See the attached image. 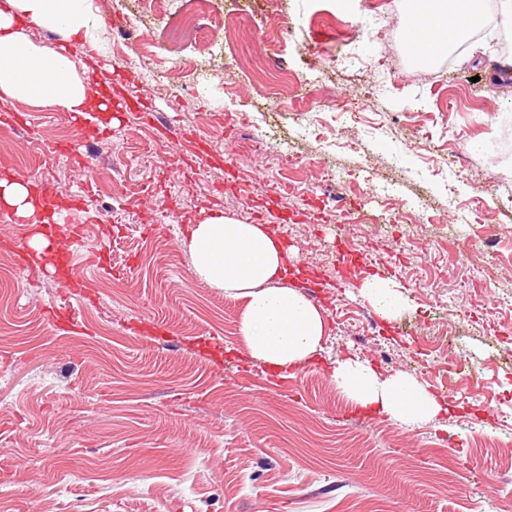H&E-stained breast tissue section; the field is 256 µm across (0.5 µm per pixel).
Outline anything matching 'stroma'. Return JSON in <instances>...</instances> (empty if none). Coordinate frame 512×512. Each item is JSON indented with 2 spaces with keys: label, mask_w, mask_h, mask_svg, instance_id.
Wrapping results in <instances>:
<instances>
[{
  "label": "stroma",
  "mask_w": 512,
  "mask_h": 512,
  "mask_svg": "<svg viewBox=\"0 0 512 512\" xmlns=\"http://www.w3.org/2000/svg\"><path fill=\"white\" fill-rule=\"evenodd\" d=\"M91 40L32 25L99 82L133 75L127 91L152 102L160 122L196 132L195 143L157 138L128 113L78 128L58 108L0 98V158L24 178L58 183V216L84 229L71 269L39 257L0 268V493L9 512H505L512 505V82L493 73L499 28L438 57L434 88L408 55L409 0H209L200 30L172 44L171 14L141 0H90ZM264 14L288 35L283 63L318 85L311 111L277 104L230 57L261 54L262 39L225 41L215 20ZM371 31L355 50L375 78L331 65L347 27ZM236 89L225 94L226 79ZM357 103L359 120L342 108ZM319 136H304L306 123ZM68 142L84 164L51 157ZM290 149L297 172L268 156ZM357 175L356 210L336 206L323 171ZM481 205H474V198ZM469 210L470 221L455 215ZM262 220L321 276L311 300L325 312L322 358L286 386L250 359L238 334L244 309L195 275L188 232L209 213ZM371 264L337 279L333 234ZM491 236L496 256L474 250ZM469 251L467 268L457 255ZM389 267L410 306L382 320L363 301L365 276ZM91 296L70 295L71 275ZM456 350L481 379L447 414L406 427L351 408L330 380L332 361L357 357L438 390Z\"/></svg>",
  "instance_id": "35a3bbf8"
}]
</instances>
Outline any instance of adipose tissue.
I'll list each match as a JSON object with an SVG mask.
<instances>
[{"label":"adipose tissue","mask_w":512,"mask_h":512,"mask_svg":"<svg viewBox=\"0 0 512 512\" xmlns=\"http://www.w3.org/2000/svg\"><path fill=\"white\" fill-rule=\"evenodd\" d=\"M424 34L417 50L422 60L435 58L433 33L447 28L460 34L447 11L412 0ZM59 27L72 35L91 37L98 17L89 0H5L0 5V96L33 106H54L86 112L101 101L100 91L81 76L70 59L45 50L26 33L25 23ZM0 207L31 224L47 223L49 213L30 181L0 180ZM188 250L195 273L225 297L244 301L238 333L251 359L276 370L312 361L323 350L325 316L300 289L287 280L297 252L264 224L242 223L209 214L190 231ZM360 295L383 319L400 316L409 299L399 285L377 275L367 277ZM330 377L354 406L390 421L414 425L435 419L447 404L410 374H384L358 358L335 360Z\"/></svg>","instance_id":"adipose-tissue-1"}]
</instances>
